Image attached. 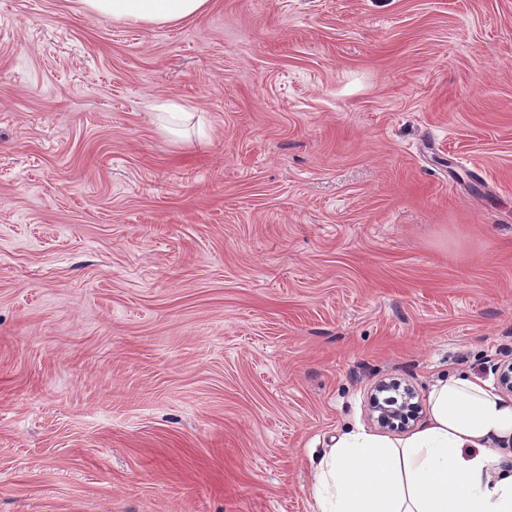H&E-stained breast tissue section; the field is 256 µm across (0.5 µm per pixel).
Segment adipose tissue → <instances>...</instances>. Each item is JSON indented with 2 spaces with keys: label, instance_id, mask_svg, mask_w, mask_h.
<instances>
[{
  "label": "adipose tissue",
  "instance_id": "obj_1",
  "mask_svg": "<svg viewBox=\"0 0 512 512\" xmlns=\"http://www.w3.org/2000/svg\"><path fill=\"white\" fill-rule=\"evenodd\" d=\"M115 21L165 25L211 0H81ZM426 425L391 438L355 428L313 464L318 512H512V467L491 443L512 437V405L488 384L438 380Z\"/></svg>",
  "mask_w": 512,
  "mask_h": 512
}]
</instances>
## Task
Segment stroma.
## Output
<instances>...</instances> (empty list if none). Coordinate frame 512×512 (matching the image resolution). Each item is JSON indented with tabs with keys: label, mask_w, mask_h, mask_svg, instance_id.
Returning <instances> with one entry per match:
<instances>
[{
	"label": "stroma",
	"mask_w": 512,
	"mask_h": 512,
	"mask_svg": "<svg viewBox=\"0 0 512 512\" xmlns=\"http://www.w3.org/2000/svg\"><path fill=\"white\" fill-rule=\"evenodd\" d=\"M510 359L512 0H0V512H317ZM212 0H81L85 11L115 21L150 25L176 23L206 12ZM414 397V392L404 387L400 392L397 402L394 399L387 400L384 398L382 402L378 397L372 399L373 412L377 413V422L382 426H394L396 420H399L402 425L409 420L410 416H414V409L416 406L411 404L410 400Z\"/></svg>",
	"instance_id": "35a3bbf8"
}]
</instances>
